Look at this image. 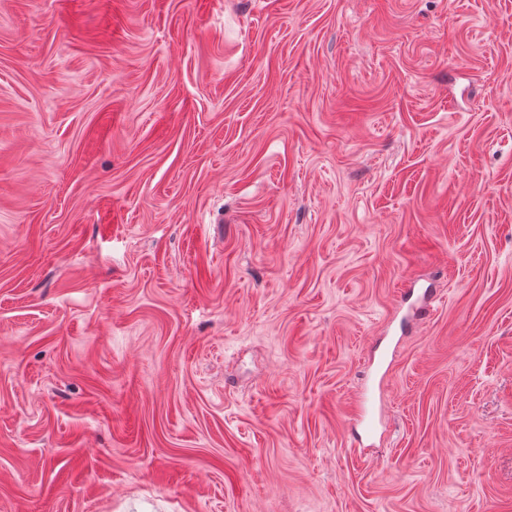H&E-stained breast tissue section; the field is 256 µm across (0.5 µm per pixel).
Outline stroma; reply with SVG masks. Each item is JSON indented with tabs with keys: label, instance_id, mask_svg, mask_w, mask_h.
Returning a JSON list of instances; mask_svg holds the SVG:
<instances>
[{
	"label": "stroma",
	"instance_id": "1",
	"mask_svg": "<svg viewBox=\"0 0 512 512\" xmlns=\"http://www.w3.org/2000/svg\"><path fill=\"white\" fill-rule=\"evenodd\" d=\"M0 512H512V0H0Z\"/></svg>",
	"mask_w": 512,
	"mask_h": 512
}]
</instances>
